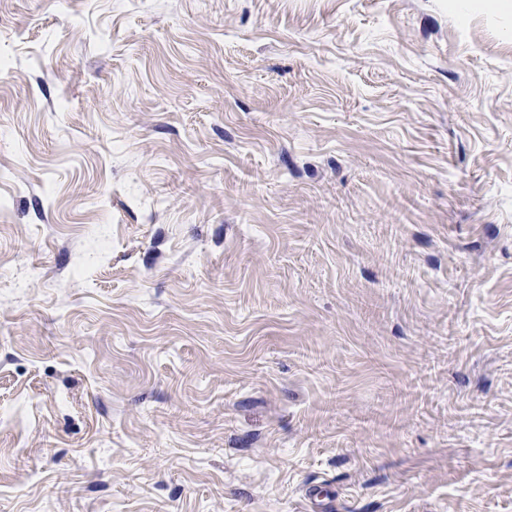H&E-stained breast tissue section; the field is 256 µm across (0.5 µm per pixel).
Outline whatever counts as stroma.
I'll list each match as a JSON object with an SVG mask.
<instances>
[{
  "instance_id": "obj_1",
  "label": "stroma",
  "mask_w": 512,
  "mask_h": 512,
  "mask_svg": "<svg viewBox=\"0 0 512 512\" xmlns=\"http://www.w3.org/2000/svg\"><path fill=\"white\" fill-rule=\"evenodd\" d=\"M512 512V10L0 0V512Z\"/></svg>"
}]
</instances>
